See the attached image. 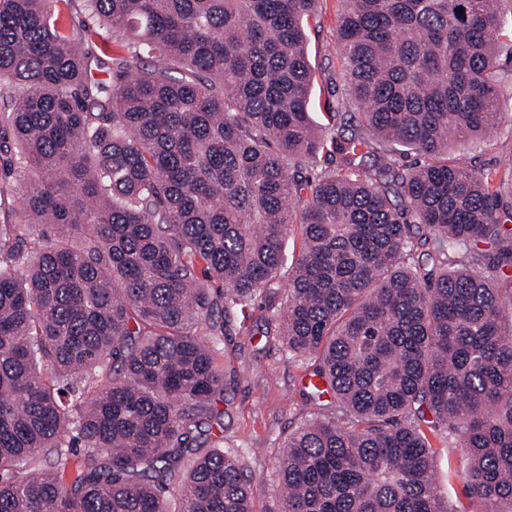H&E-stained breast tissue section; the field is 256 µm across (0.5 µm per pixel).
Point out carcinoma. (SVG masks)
I'll return each mask as SVG.
<instances>
[{
  "mask_svg": "<svg viewBox=\"0 0 512 512\" xmlns=\"http://www.w3.org/2000/svg\"><path fill=\"white\" fill-rule=\"evenodd\" d=\"M318 2L0 0V512H254L213 428L258 301L334 398L283 444L279 512H512V205L450 148L501 119L512 0H343L321 132ZM343 8L341 0H319L317 15L309 20L306 28V47L315 68L311 115L323 130L329 123L327 112L344 95L336 44V20ZM430 437L433 446L437 448L439 452L435 460L438 493L445 501H449L454 506H461V503L466 506L468 500L465 496L463 482L458 478H453L450 484H448L446 478L448 465L452 468H457L460 465L462 448H456L454 447L455 445L448 448V443L446 444L439 437L433 435Z\"/></svg>",
  "mask_w": 512,
  "mask_h": 512,
  "instance_id": "carcinoma-1",
  "label": "carcinoma"
}]
</instances>
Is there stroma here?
Here are the masks:
<instances>
[{
	"mask_svg": "<svg viewBox=\"0 0 512 512\" xmlns=\"http://www.w3.org/2000/svg\"><path fill=\"white\" fill-rule=\"evenodd\" d=\"M342 0H319L315 18L306 28V47L315 68L311 115L318 127H326L328 112L344 94L341 59L336 44V20ZM497 41L501 79L500 107L504 116L487 137L457 140L452 154L464 166L507 169L512 164V16L503 15ZM263 312L255 308L233 312L218 363L224 369V444L246 448V470L251 479L255 512H278L280 487L278 458L285 437L308 417L313 405L305 396L304 370L288 359L276 341H266L260 330ZM437 491L453 505L466 500L460 479H448L449 467L459 466L462 451L433 438Z\"/></svg>",
	"mask_w": 512,
	"mask_h": 512,
	"instance_id": "1",
	"label": "stroma"
}]
</instances>
